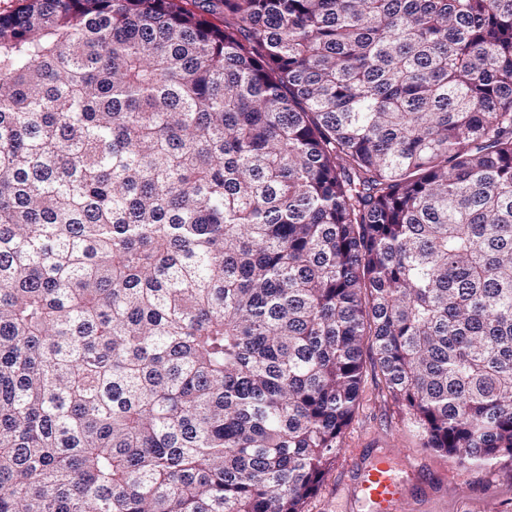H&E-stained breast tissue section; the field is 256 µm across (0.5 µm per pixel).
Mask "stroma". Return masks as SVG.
<instances>
[{
	"label": "stroma",
	"mask_w": 512,
	"mask_h": 512,
	"mask_svg": "<svg viewBox=\"0 0 512 512\" xmlns=\"http://www.w3.org/2000/svg\"><path fill=\"white\" fill-rule=\"evenodd\" d=\"M403 455L419 468L401 512L418 504L435 512H512V469L458 464L455 457L423 447L404 407L385 391L373 365H366L359 405L317 492L303 512H363L349 496L356 462L380 453Z\"/></svg>",
	"instance_id": "obj_1"
}]
</instances>
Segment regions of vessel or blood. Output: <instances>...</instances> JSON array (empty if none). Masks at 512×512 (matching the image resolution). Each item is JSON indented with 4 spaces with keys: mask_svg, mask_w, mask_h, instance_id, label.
Masks as SVG:
<instances>
[{
    "mask_svg": "<svg viewBox=\"0 0 512 512\" xmlns=\"http://www.w3.org/2000/svg\"><path fill=\"white\" fill-rule=\"evenodd\" d=\"M412 469L407 458L394 459L379 454L359 468L354 493L368 505L370 512H395L397 504L406 495L405 476Z\"/></svg>",
    "mask_w": 512,
    "mask_h": 512,
    "instance_id": "1",
    "label": "vessel or blood"
}]
</instances>
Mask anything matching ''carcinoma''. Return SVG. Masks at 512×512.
<instances>
[{"instance_id": "carcinoma-1", "label": "carcinoma", "mask_w": 512, "mask_h": 512, "mask_svg": "<svg viewBox=\"0 0 512 512\" xmlns=\"http://www.w3.org/2000/svg\"><path fill=\"white\" fill-rule=\"evenodd\" d=\"M366 353L512 467V0L0 14V512H302Z\"/></svg>"}]
</instances>
